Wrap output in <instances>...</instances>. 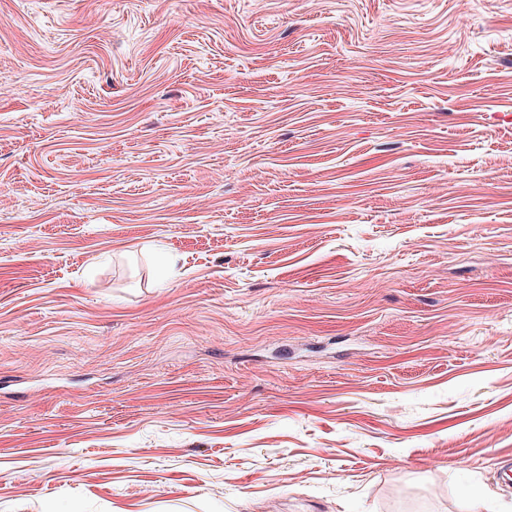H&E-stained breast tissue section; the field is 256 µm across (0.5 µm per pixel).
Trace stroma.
Here are the masks:
<instances>
[{"label": "stroma", "mask_w": 512, "mask_h": 512, "mask_svg": "<svg viewBox=\"0 0 512 512\" xmlns=\"http://www.w3.org/2000/svg\"><path fill=\"white\" fill-rule=\"evenodd\" d=\"M512 0H0V512H512Z\"/></svg>", "instance_id": "35a3bbf8"}]
</instances>
